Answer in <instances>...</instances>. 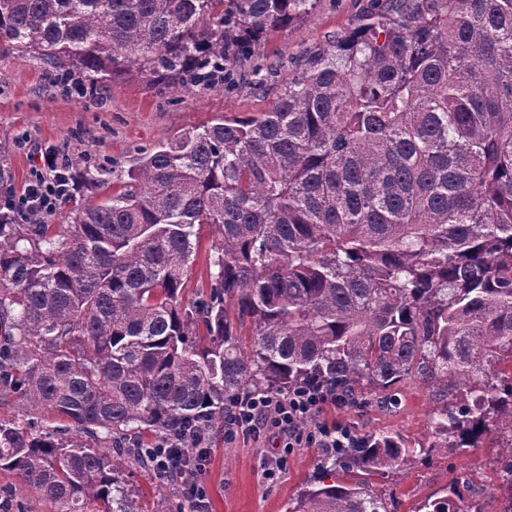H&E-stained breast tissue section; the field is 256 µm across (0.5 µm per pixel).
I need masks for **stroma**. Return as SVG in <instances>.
Masks as SVG:
<instances>
[{"label":"stroma","mask_w":512,"mask_h":512,"mask_svg":"<svg viewBox=\"0 0 512 512\" xmlns=\"http://www.w3.org/2000/svg\"><path fill=\"white\" fill-rule=\"evenodd\" d=\"M369 4L370 0H316L313 9L289 27L257 40L252 56L235 66L232 82L179 94L151 87L137 73L128 72L100 84L94 94L67 97L39 61L0 52V155L9 163L13 195H21L26 186L35 153L49 148L64 156L71 169L76 184L72 205L101 201L138 166L143 150L191 128L267 111L295 68L329 40L355 28ZM388 398L386 404L364 408L331 401L318 415L320 422L361 437L399 434L417 450L399 474L382 477L356 471L347 475V482L368 483L386 498L391 512H418L453 489L473 506L496 495L500 475L495 460L503 451L494 437L464 450L432 447L430 390L408 380L392 387ZM277 446L276 438L248 431L228 443L216 439L202 475L205 512H288L326 453L319 448L295 449L279 479L271 483L262 471ZM124 479L138 491L144 512H164L173 495L169 483L133 463L126 467ZM0 507L5 512H47L35 493L13 474L1 471Z\"/></svg>","instance_id":"1"}]
</instances>
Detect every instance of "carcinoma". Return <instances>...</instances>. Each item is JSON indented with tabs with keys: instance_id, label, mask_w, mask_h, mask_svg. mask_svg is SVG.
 I'll list each match as a JSON object with an SVG mask.
<instances>
[{
	"instance_id": "carcinoma-1",
	"label": "carcinoma",
	"mask_w": 512,
	"mask_h": 512,
	"mask_svg": "<svg viewBox=\"0 0 512 512\" xmlns=\"http://www.w3.org/2000/svg\"><path fill=\"white\" fill-rule=\"evenodd\" d=\"M314 2L0 0V50L90 91L124 71L187 91L224 83ZM66 219L0 211V397L23 402L0 419V470L49 512H141L122 472L149 464L142 435L213 440L252 391L362 406L416 379L432 447L493 432L512 450V0H373L268 111L184 131ZM204 224L210 291L185 306ZM411 456L397 434L365 436L291 512H391L343 476ZM496 466L482 507L423 509L512 512V453Z\"/></svg>"
}]
</instances>
